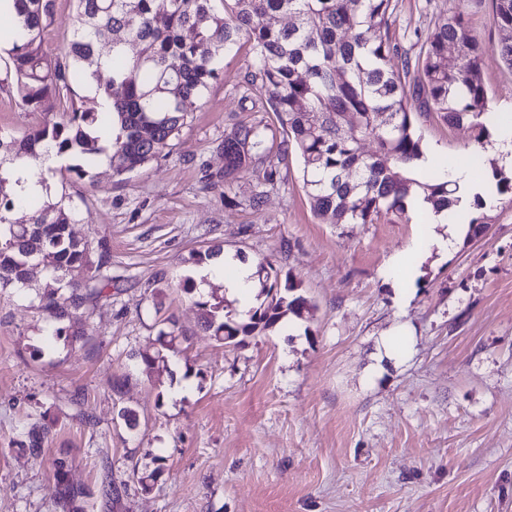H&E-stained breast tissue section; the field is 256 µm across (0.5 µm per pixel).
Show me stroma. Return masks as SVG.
Wrapping results in <instances>:
<instances>
[{"mask_svg":"<svg viewBox=\"0 0 512 512\" xmlns=\"http://www.w3.org/2000/svg\"><path fill=\"white\" fill-rule=\"evenodd\" d=\"M393 3L391 40L413 56L454 5ZM252 57L245 42L226 55L168 157L122 177L100 161L89 177L53 178L78 211L74 236L111 245L112 297L77 338L48 344L37 300L0 291V512H71L57 457L71 459L73 485L125 481L90 512H512V195L470 207L482 238L419 258L399 280L386 264L418 234L416 219L321 223L297 158L255 208V168L231 189L208 187L205 175L224 169L225 134L261 115L244 96ZM60 110L50 95L22 111L0 88L2 131ZM413 122L424 153L512 176L467 128L419 109ZM211 247L271 261L300 282L312 316L243 347L215 341L177 288L201 273L190 254ZM171 326L184 337L178 352L146 370L138 353ZM33 423L51 426L38 457L21 447ZM158 455L163 472L142 491L128 472H151Z\"/></svg>","mask_w":512,"mask_h":512,"instance_id":"35a3bbf8","label":"stroma"}]
</instances>
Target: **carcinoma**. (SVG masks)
Segmentation results:
<instances>
[{"mask_svg": "<svg viewBox=\"0 0 512 512\" xmlns=\"http://www.w3.org/2000/svg\"><path fill=\"white\" fill-rule=\"evenodd\" d=\"M220 2L222 8L214 6ZM74 29L60 55L44 50V33L54 0H13L17 28L0 87L15 89L22 110H35L48 94L65 101L60 119L17 137L0 131V166L20 156L70 155L77 163L65 172L78 178L106 155L113 173L123 176L166 155L186 123L188 105L204 97L224 72V56L238 43L253 51L244 76L249 90L275 112L279 126L263 119L237 125L224 136V171L206 175L207 184L230 185L247 165L262 172L259 186L285 178L292 155L300 159L303 185L315 216L325 224H374L389 213L402 217L406 201L420 194L437 212L453 214L457 185L445 176L422 173L423 156L412 120L415 107L437 112L452 126H467L482 148L490 136L485 116L490 102L483 81L486 60L512 69V0H494V23L511 32L489 47L468 27L464 0L438 18L415 59L399 55L389 39L393 0H72ZM287 15L293 23L281 25ZM135 43L139 51L128 56ZM401 57V65L392 64ZM419 73L406 89L411 69ZM83 88L106 97L107 110L87 109ZM375 145L371 154L362 144ZM276 160H271V157ZM0 176V288L24 290L25 268L41 263L49 282L35 297L51 322L50 339L72 335L61 325L70 311L112 298L108 241L79 240L66 196L38 205L34 196L10 195ZM31 208L26 224L10 214ZM273 264L256 265L259 303L242 317L211 302L196 280L185 277L179 290L201 312V325L214 339L234 347L246 338L303 320L312 305L299 284L271 281ZM174 332L160 331L158 347L141 354L152 369L178 348ZM48 429L25 432L21 446L38 457ZM149 473L128 478L144 491L162 473L164 458ZM70 460H52L63 500L77 512L93 493L67 482Z\"/></svg>", "mask_w": 512, "mask_h": 512, "instance_id": "obj_1", "label": "carcinoma"}]
</instances>
